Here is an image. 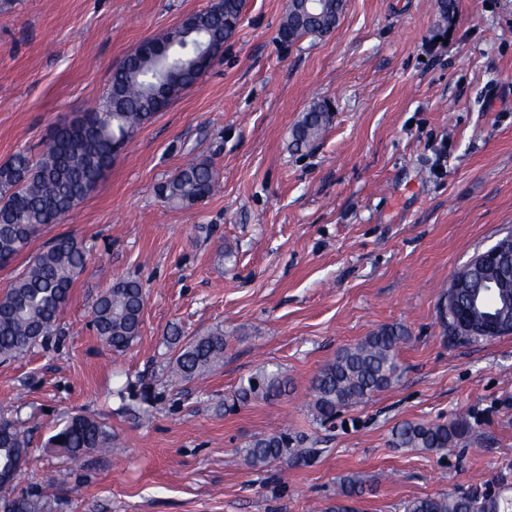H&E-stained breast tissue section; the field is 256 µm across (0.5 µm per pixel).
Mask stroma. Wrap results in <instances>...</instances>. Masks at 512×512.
Returning <instances> with one entry per match:
<instances>
[{
	"label": "stroma",
	"mask_w": 512,
	"mask_h": 512,
	"mask_svg": "<svg viewBox=\"0 0 512 512\" xmlns=\"http://www.w3.org/2000/svg\"><path fill=\"white\" fill-rule=\"evenodd\" d=\"M214 0H0V163L39 154L50 129L95 105L112 66ZM286 0H243L224 55L139 130L85 200L0 267V294L66 234L85 249L58 332L0 361V418L31 455L13 495L47 512H328L341 477L355 512L426 495L512 500V335L464 342L438 306L454 273L512 230V0H346L327 37L281 41ZM334 121L308 149L294 124L316 101ZM217 187L171 206L158 188L189 159ZM119 278L146 292L123 353L92 329ZM385 325L407 330L400 378L320 423L312 381ZM223 328V364L166 377V337ZM287 392L225 413L258 369ZM77 413L106 417L112 447L71 462L48 439ZM464 417L455 448H398L404 421ZM287 433L263 467L242 450Z\"/></svg>",
	"instance_id": "1"
}]
</instances>
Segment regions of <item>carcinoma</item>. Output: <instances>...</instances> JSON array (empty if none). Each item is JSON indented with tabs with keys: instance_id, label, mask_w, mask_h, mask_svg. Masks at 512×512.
<instances>
[{
	"instance_id": "cac0c4a2",
	"label": "carcinoma",
	"mask_w": 512,
	"mask_h": 512,
	"mask_svg": "<svg viewBox=\"0 0 512 512\" xmlns=\"http://www.w3.org/2000/svg\"><path fill=\"white\" fill-rule=\"evenodd\" d=\"M345 0H324V6L307 14L290 7L279 28L281 40L293 42L305 35L333 33ZM242 0H216L172 28L156 43L166 47L163 59L153 53L134 54L111 70L102 102L52 131L41 155L34 161L17 152L0 164V263L21 255L48 224L58 223L96 187L115 154L132 136L148 125L169 101L190 88L207 63L222 57L224 43L235 33ZM334 111L325 101L303 113L293 126L295 149L318 142L332 124ZM216 187V173L206 162H189L160 186L164 199L190 206L209 198ZM85 250L72 237L61 235L40 253L0 296V358H18L43 342L57 327L71 290L83 271ZM145 292L132 279H118L96 300L92 325L97 336L114 352H122L140 335ZM408 339L400 326H382L361 342L343 349L322 367L313 382L311 410L325 422L346 408L369 400L399 380L398 352ZM168 343L172 378L190 383L205 378L223 363L226 336L216 328L202 336H171ZM287 380L275 371L261 370L242 384L224 410L231 412L250 398L279 396ZM469 430L461 417L442 423L404 421L392 436L400 448L439 451L453 448ZM52 448L78 460L112 445L109 425L90 415H75L52 438ZM285 434L255 437L243 448L252 467L288 456ZM29 455V443L19 420L0 418V489L13 485L4 467L12 459ZM363 493L355 476L341 479L336 504L330 512H353L347 501ZM0 512H44L37 499L21 496L0 500ZM404 512H512L480 496L464 498L447 494L417 497Z\"/></svg>"
}]
</instances>
